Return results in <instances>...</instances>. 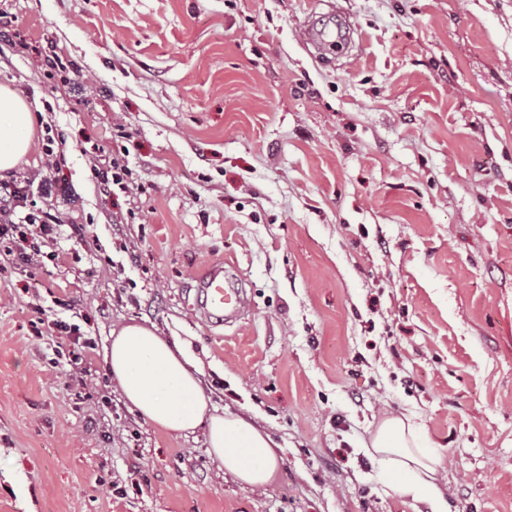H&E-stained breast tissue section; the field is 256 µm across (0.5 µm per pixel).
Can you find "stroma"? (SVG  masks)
Wrapping results in <instances>:
<instances>
[{
	"mask_svg": "<svg viewBox=\"0 0 512 512\" xmlns=\"http://www.w3.org/2000/svg\"><path fill=\"white\" fill-rule=\"evenodd\" d=\"M0 10V88L37 116L18 171L61 222L29 263L0 246V512H431L371 453L390 415L438 451L448 512H512V0ZM340 15L347 49L306 42ZM129 139L104 194L91 152ZM214 264L247 297L222 325L196 311ZM132 322L189 341L216 412L279 444L272 486L125 402L104 353ZM129 154V148L122 145L118 153L114 154L112 152V161L96 160L89 168L90 179L104 190H111L115 186L122 191H126L128 189L127 180L132 174L126 159ZM103 160L104 162H102Z\"/></svg>",
	"mask_w": 512,
	"mask_h": 512,
	"instance_id": "obj_1",
	"label": "stroma"
}]
</instances>
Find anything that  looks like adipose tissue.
Returning <instances> with one entry per match:
<instances>
[{
    "mask_svg": "<svg viewBox=\"0 0 512 512\" xmlns=\"http://www.w3.org/2000/svg\"><path fill=\"white\" fill-rule=\"evenodd\" d=\"M33 132L30 105L1 90L0 173L12 171L27 156ZM106 364L126 401L153 426L175 435L203 430L225 473L251 486L271 483L278 469L275 443L239 415L212 413L186 342L160 336L155 327L131 323L114 332ZM371 447L386 463L387 479L397 493L429 501L433 512H448L437 484L440 458L408 420L385 418Z\"/></svg>",
    "mask_w": 512,
    "mask_h": 512,
    "instance_id": "adipose-tissue-1",
    "label": "adipose tissue"
}]
</instances>
